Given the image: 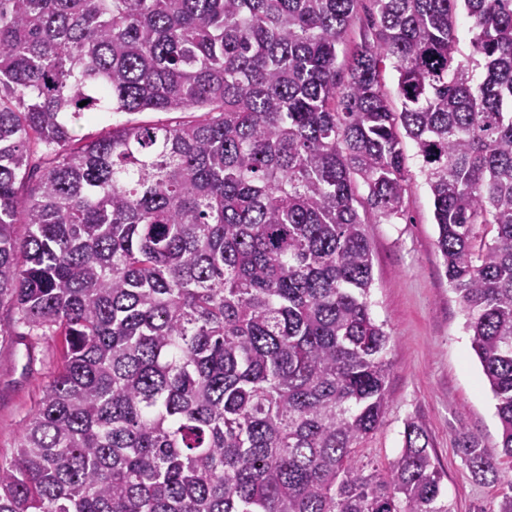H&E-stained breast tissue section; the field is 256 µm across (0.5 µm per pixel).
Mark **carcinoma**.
Wrapping results in <instances>:
<instances>
[{
  "label": "carcinoma",
  "mask_w": 512,
  "mask_h": 512,
  "mask_svg": "<svg viewBox=\"0 0 512 512\" xmlns=\"http://www.w3.org/2000/svg\"><path fill=\"white\" fill-rule=\"evenodd\" d=\"M362 2L0 0V308L64 343L0 512H450L419 421L361 453L390 335L359 209L403 215L405 137L503 428L458 449L512 512V0H369L340 68ZM145 111L198 116L70 129Z\"/></svg>",
  "instance_id": "obj_1"
}]
</instances>
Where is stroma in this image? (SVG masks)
Returning <instances> with one entry per match:
<instances>
[{"mask_svg":"<svg viewBox=\"0 0 512 512\" xmlns=\"http://www.w3.org/2000/svg\"><path fill=\"white\" fill-rule=\"evenodd\" d=\"M403 147L410 174L404 216L392 221L366 216L373 258L372 313L391 340L386 353L390 404L382 425L363 442V453L379 463L395 459L406 422L419 420L432 439L452 512H489L498 488L472 477L457 443L460 433L469 432L485 445H499L502 427L496 400L444 273L416 147L408 139ZM62 352L61 337H49L37 347L38 360L31 364L24 345L0 343L1 460L13 457L20 423L58 370Z\"/></svg>","mask_w":512,"mask_h":512,"instance_id":"stroma-1","label":"stroma"}]
</instances>
